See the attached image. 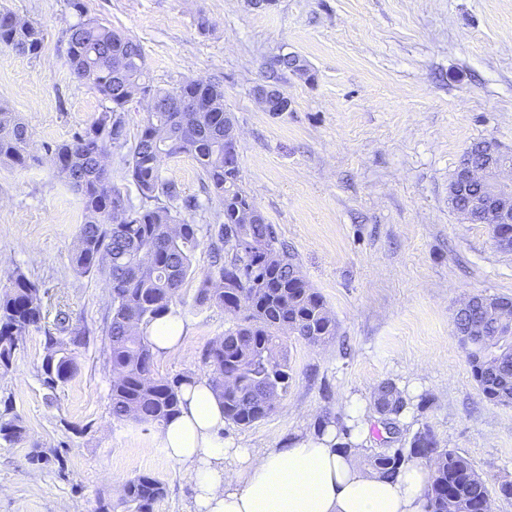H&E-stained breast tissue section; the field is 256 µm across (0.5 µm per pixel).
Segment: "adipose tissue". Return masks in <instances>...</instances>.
I'll return each instance as SVG.
<instances>
[{
  "mask_svg": "<svg viewBox=\"0 0 512 512\" xmlns=\"http://www.w3.org/2000/svg\"><path fill=\"white\" fill-rule=\"evenodd\" d=\"M224 412L207 380L183 386L179 413L160 428L167 456L188 466L193 512H425L427 469L406 465L393 479L342 450L335 426L277 448L224 441Z\"/></svg>",
  "mask_w": 512,
  "mask_h": 512,
  "instance_id": "adipose-tissue-1",
  "label": "adipose tissue"
}]
</instances>
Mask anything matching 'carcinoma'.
<instances>
[{"label":"carcinoma","instance_id":"obj_1","mask_svg":"<svg viewBox=\"0 0 512 512\" xmlns=\"http://www.w3.org/2000/svg\"><path fill=\"white\" fill-rule=\"evenodd\" d=\"M78 21L69 29L67 59L79 79L85 77L109 103L84 131L71 140L44 147L56 172L81 200L84 222L72 254V269L79 276L102 274L112 297V312L105 331L106 359L112 371V417L120 421L161 426L175 416L181 388L192 376L157 377L153 369L148 326L173 306L182 303V287L193 272V259L202 239H210L211 270L205 273L193 298L196 308H220L230 317L224 335L203 350L209 382L224 407V419L250 427L274 414L288 393L292 370L288 338L309 345H326L336 338L337 323L324 297L302 274L297 253L280 242L243 186L240 168L224 167V132L234 128L224 110V87L211 79H193L172 90L150 84L146 57L134 38L112 29L90 13L85 0H71ZM44 35L9 11H0V46L29 56L38 55ZM305 60L295 55L284 68L269 70L268 79L291 72L306 75ZM142 96L167 103V110H147L134 138L126 170L142 204L112 183L99 165L108 146L127 141L124 110ZM203 99L209 107L186 112L181 103ZM187 155L195 159L208 181L209 194L222 212L214 223L194 224L183 213L199 208L185 198L178 185L162 177L166 158ZM42 163L27 124L18 113L0 104V166L27 169ZM165 198L166 203L149 202ZM47 310L37 283L17 270L0 294V368L12 366L20 337L42 328ZM505 317L498 307L467 309L452 323L463 342L472 376L485 399L512 405V330L500 325ZM55 330L48 334L46 356L56 358L54 377L43 379L54 391L76 374L73 347L86 332L59 309ZM503 340L506 354L490 359L481 339ZM374 408H389L390 429L408 402L390 381L378 385ZM24 427L16 420H0V440L22 439ZM364 462L384 478L395 476L411 462L429 472L426 512H487L491 490L472 462L451 448H441L432 431L423 426L409 446L387 454L364 449ZM165 494L163 483L140 474L124 485L118 506L123 512H153Z\"/></svg>","mask_w":512,"mask_h":512}]
</instances>
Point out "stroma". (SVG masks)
Here are the masks:
<instances>
[{"mask_svg": "<svg viewBox=\"0 0 512 512\" xmlns=\"http://www.w3.org/2000/svg\"><path fill=\"white\" fill-rule=\"evenodd\" d=\"M86 2L139 41L154 86L221 81L244 186L338 323L329 345L289 340L293 380L277 411L246 428L225 423V441L274 448L311 437L321 416L347 421L359 401L364 447L405 446L426 426L490 485L512 481V405L483 397L452 331L468 296H512V254L496 249L489 225L461 223L448 205L449 179L471 142L492 139L512 152V0ZM0 5L45 35L35 57L0 47V103L21 114L37 146L70 140L105 107L67 63L75 11L68 0ZM201 14L212 23L205 33ZM287 53L306 60L310 75H282L290 108L265 111L253 89L272 57ZM161 168L200 202L193 223H212L218 203L195 161L183 155ZM83 221L51 161L0 167V287L23 271L45 290L48 313L66 309L87 331L76 377L56 391L41 381L44 331L23 336L11 368L0 369V417L26 429L22 440L0 442V512H98L142 473L165 486L154 512H192L189 471L167 457L158 428L112 417L110 293L100 275L71 269ZM193 266L176 307L182 344L154 359L162 377H207L202 350L230 324L223 310L193 305L208 247ZM384 380L410 402L393 439L368 406Z\"/></svg>", "mask_w": 512, "mask_h": 512, "instance_id": "35a3bbf8", "label": "stroma"}]
</instances>
